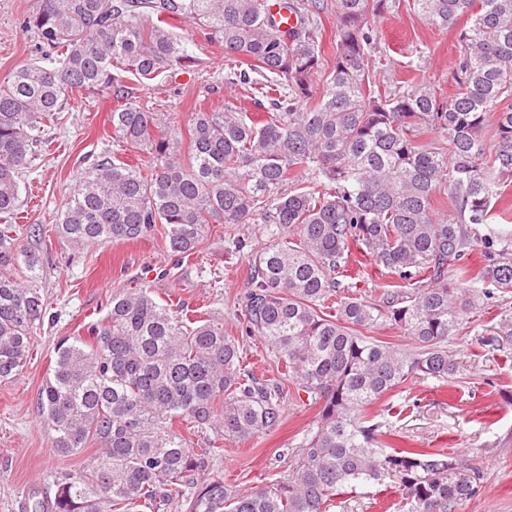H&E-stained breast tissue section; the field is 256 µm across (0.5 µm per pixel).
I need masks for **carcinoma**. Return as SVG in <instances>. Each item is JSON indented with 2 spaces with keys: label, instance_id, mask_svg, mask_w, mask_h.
<instances>
[{
  "label": "carcinoma",
  "instance_id": "cac0c4a2",
  "mask_svg": "<svg viewBox=\"0 0 512 512\" xmlns=\"http://www.w3.org/2000/svg\"><path fill=\"white\" fill-rule=\"evenodd\" d=\"M412 2L429 26L455 32L460 76L448 96L372 79L383 66L376 19L397 0H332L328 68L321 0H291L299 25L287 30L268 0H36L24 26L52 60L0 82V215L19 209L21 175L69 95L112 93L113 133L150 159L82 168L54 231L76 251L158 231L183 259L213 224L236 251L246 246L239 225H262L245 331L292 374V397L320 411L265 487L237 493L220 474L200 481L223 460L224 441L282 421L283 386L244 366L223 319L193 320L146 285L114 294L88 336L57 344L39 393L50 447L72 456L92 441L95 458L55 477L34 512H326L344 487L370 482L400 490L407 512H456L479 495L480 464L397 448L364 416L410 378L455 376L450 340L512 292V205L500 207L512 184V0ZM173 19L245 65L240 83L269 74L275 93L267 105L254 99L257 119L230 102L192 113L185 155L174 113L135 100L119 77L151 80L194 63ZM441 193L454 205L448 215L432 208ZM356 251L408 287L354 295ZM42 273L39 255L0 232V383L24 367L44 319ZM385 326L414 349L363 334ZM209 431L210 446L196 451L192 436Z\"/></svg>",
  "mask_w": 512,
  "mask_h": 512
}]
</instances>
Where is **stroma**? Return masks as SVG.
Returning <instances> with one entry per match:
<instances>
[{
	"label": "stroma",
	"mask_w": 512,
	"mask_h": 512,
	"mask_svg": "<svg viewBox=\"0 0 512 512\" xmlns=\"http://www.w3.org/2000/svg\"><path fill=\"white\" fill-rule=\"evenodd\" d=\"M409 3L400 0L377 24V47L390 60L380 77L411 86L428 82L452 93L459 67L455 34L429 26ZM34 7L35 0H0V80L42 55L23 25ZM174 32L196 63L151 81L124 74L131 95L155 110L178 114L183 123L190 113L218 112L228 101L254 112L253 91L234 83L222 46L207 42L196 26L183 20L175 21ZM113 105L111 94L104 91L70 96L62 123L46 129L24 178L20 209L12 218L0 217V228L11 226L22 243L43 256L38 286L47 306L26 365L0 383V512H31L55 476L90 463L91 452L63 457L51 448L38 397L57 343L86 335L88 325L105 316L114 293L147 284L156 298L183 303L203 318H223L225 332L240 341L245 365L261 380L281 378L266 348L246 336L241 316L251 255L266 242L257 225L246 228L247 244L233 255L227 252L223 225H212L197 252L181 263L157 233L138 242L95 246L80 257L72 256L56 235L55 220L75 188L78 170L105 156L137 161V152L112 133ZM510 322L512 294L490 303L471 328L451 340L462 361L455 379L406 382L367 411L380 422L383 440L397 447L481 462V491L457 512H512V336L502 333ZM318 413V406L290 399L279 426L246 442H225L219 466L225 486L255 490L279 478ZM400 500V492L382 485L347 488L327 512H404Z\"/></svg>",
	"instance_id": "obj_1"
}]
</instances>
